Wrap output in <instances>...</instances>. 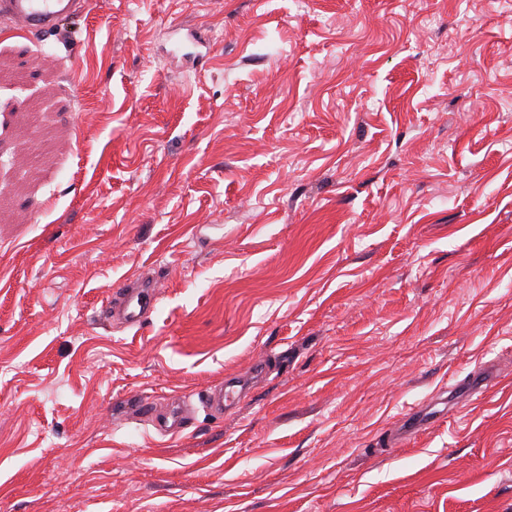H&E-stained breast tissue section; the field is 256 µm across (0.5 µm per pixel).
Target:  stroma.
<instances>
[{"label": "stroma", "instance_id": "35a3bbf8", "mask_svg": "<svg viewBox=\"0 0 512 512\" xmlns=\"http://www.w3.org/2000/svg\"><path fill=\"white\" fill-rule=\"evenodd\" d=\"M137 275L158 300L128 328L104 308ZM485 364V393L388 444ZM181 395L174 436L134 410ZM0 512H512L500 0L0 20ZM244 377H230L221 383L218 393L209 395L204 406L213 415L224 416L225 410L234 408L244 395ZM442 416H444L443 412L422 408L409 412L402 420L398 439L404 444L411 437L434 424Z\"/></svg>", "mask_w": 512, "mask_h": 512}]
</instances>
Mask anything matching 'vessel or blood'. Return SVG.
Returning a JSON list of instances; mask_svg holds the SVG:
<instances>
[{"mask_svg": "<svg viewBox=\"0 0 512 512\" xmlns=\"http://www.w3.org/2000/svg\"><path fill=\"white\" fill-rule=\"evenodd\" d=\"M79 0H0V19L32 35L51 36L60 34L67 20L77 16ZM157 284L144 280L138 284L122 281L115 284L108 308L126 326L136 327L149 319L157 302ZM245 380L227 378L218 393L209 395L204 405L214 415L234 408L244 395ZM439 412L418 408L406 414L402 420L399 439L407 441L434 424Z\"/></svg>", "mask_w": 512, "mask_h": 512, "instance_id": "b4317fda", "label": "vessel or blood"}]
</instances>
